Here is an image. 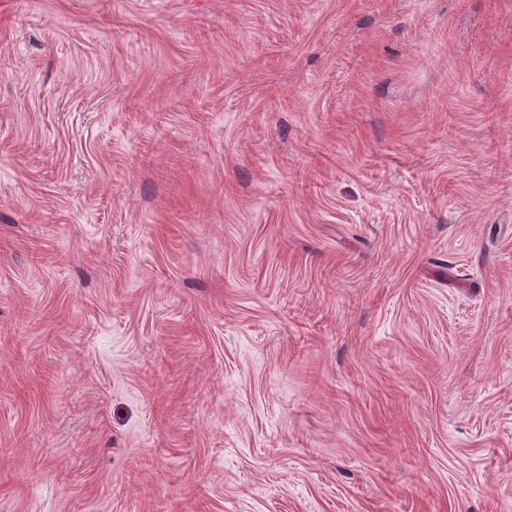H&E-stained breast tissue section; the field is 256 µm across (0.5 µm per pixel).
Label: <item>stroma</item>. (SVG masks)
<instances>
[{"label":"stroma","instance_id":"obj_1","mask_svg":"<svg viewBox=\"0 0 512 512\" xmlns=\"http://www.w3.org/2000/svg\"><path fill=\"white\" fill-rule=\"evenodd\" d=\"M0 512H512V0H0Z\"/></svg>","mask_w":512,"mask_h":512}]
</instances>
